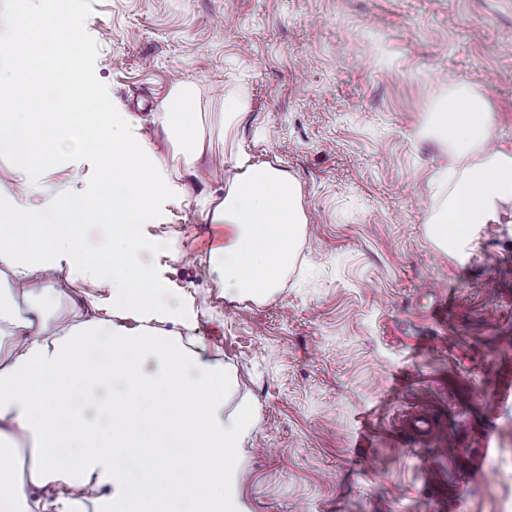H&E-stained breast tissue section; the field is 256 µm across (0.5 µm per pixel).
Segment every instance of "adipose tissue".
Returning a JSON list of instances; mask_svg holds the SVG:
<instances>
[{
	"label": "adipose tissue",
	"instance_id": "1",
	"mask_svg": "<svg viewBox=\"0 0 512 512\" xmlns=\"http://www.w3.org/2000/svg\"><path fill=\"white\" fill-rule=\"evenodd\" d=\"M15 0L12 83H0V156L28 173L62 148L95 158L93 195L26 200L25 179L0 187V512H243L238 487L253 421L227 364L208 359L190 333L192 297L166 285L150 260L165 252L146 227L184 185L140 135L139 119L108 109L78 50L86 36L71 12L30 18ZM193 93L177 87L162 105L189 176L203 153ZM435 137L470 157L429 233L464 245L476 225L512 208V151L491 148L488 102L458 86L432 112ZM210 221L224 241L210 266L225 299L271 296L287 274L306 217L288 171L253 163L242 147ZM102 228L108 251L85 233ZM91 271L100 290L90 312L61 305L56 272ZM29 457H21V447Z\"/></svg>",
	"mask_w": 512,
	"mask_h": 512
}]
</instances>
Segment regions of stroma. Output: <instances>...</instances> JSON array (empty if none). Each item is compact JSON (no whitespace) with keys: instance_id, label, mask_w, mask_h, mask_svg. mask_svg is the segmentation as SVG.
<instances>
[{"instance_id":"obj_1","label":"stroma","mask_w":512,"mask_h":512,"mask_svg":"<svg viewBox=\"0 0 512 512\" xmlns=\"http://www.w3.org/2000/svg\"><path fill=\"white\" fill-rule=\"evenodd\" d=\"M98 93L138 113L162 157L161 102L193 85L203 181L147 232L167 284L193 296L195 334L235 369L254 410L247 512H512V223L438 247L429 185L468 164L430 134L457 84L484 96L512 150V0H73ZM249 105L225 130L222 105ZM300 184L296 261L262 301L221 296L230 143ZM82 179H73L74 170ZM92 156L64 151L39 193L86 195ZM430 411L435 434L408 425Z\"/></svg>"}]
</instances>
